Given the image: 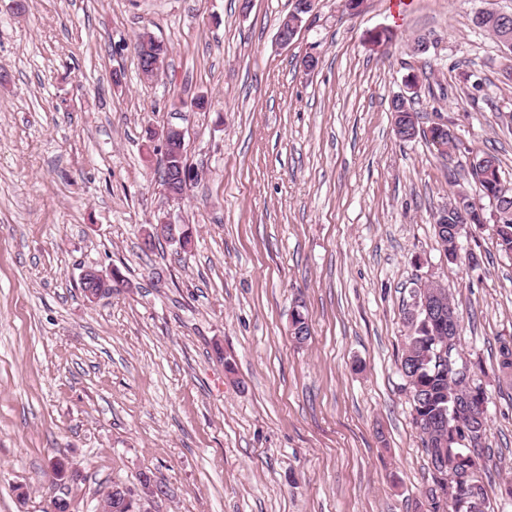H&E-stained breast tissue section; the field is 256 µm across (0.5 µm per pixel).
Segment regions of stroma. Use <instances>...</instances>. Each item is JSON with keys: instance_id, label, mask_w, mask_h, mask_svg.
<instances>
[{"instance_id": "obj_1", "label": "stroma", "mask_w": 512, "mask_h": 512, "mask_svg": "<svg viewBox=\"0 0 512 512\" xmlns=\"http://www.w3.org/2000/svg\"><path fill=\"white\" fill-rule=\"evenodd\" d=\"M293 4L0 0V512H45L53 457L82 473L71 512L148 470L174 492L157 512H426L398 359L432 282L492 397L487 512H512V255L474 225L460 247L479 266L449 263L432 223L457 191L481 199L477 153L512 184V57L473 23L512 0H316L284 46ZM146 33L168 48L154 81ZM413 75L420 128L456 138L447 156L395 134ZM170 123L199 172L175 202L151 138ZM162 217L192 226L190 249L144 248ZM88 268L121 286L88 300Z\"/></svg>"}]
</instances>
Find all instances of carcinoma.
Segmentation results:
<instances>
[{
    "label": "carcinoma",
    "instance_id": "1",
    "mask_svg": "<svg viewBox=\"0 0 512 512\" xmlns=\"http://www.w3.org/2000/svg\"><path fill=\"white\" fill-rule=\"evenodd\" d=\"M474 24L480 29L498 35L506 29L512 32V22L504 24L493 16L475 17ZM150 44L151 58L167 57V48L152 38L141 36L135 43L138 60H144V44ZM390 111L400 114L396 123L405 126L402 130L404 140L417 137V121L411 104H403L398 98L390 102ZM423 136L441 152L454 145V138L445 126H433ZM484 160L479 169H471L470 176L475 179L483 196L492 204L487 211L473 202L466 193L453 199L450 204L434 215V224L448 219V224H491L495 228L500 250L512 254V187H506L502 178L499 159L496 155L484 152L475 160ZM441 250L448 262L453 264L460 259L459 247L455 245L453 235L438 232ZM409 329L399 358V371L406 382L409 393L412 422L419 431L423 447L429 459V470L433 488L426 491L429 512H459L456 498L457 478L469 477L482 497H487L484 481V469L481 465L482 450L475 456L462 444L466 436L457 428L456 423H464L468 431L479 437H485L488 427V411L481 406L490 403L489 394L477 392L472 398L460 395L455 386V370L463 360L458 347L448 343V320H425L421 314L415 321H406ZM500 369L506 382L512 386V344L504 342L499 346ZM53 482H77L69 466L62 460L51 463Z\"/></svg>",
    "mask_w": 512,
    "mask_h": 512
}]
</instances>
